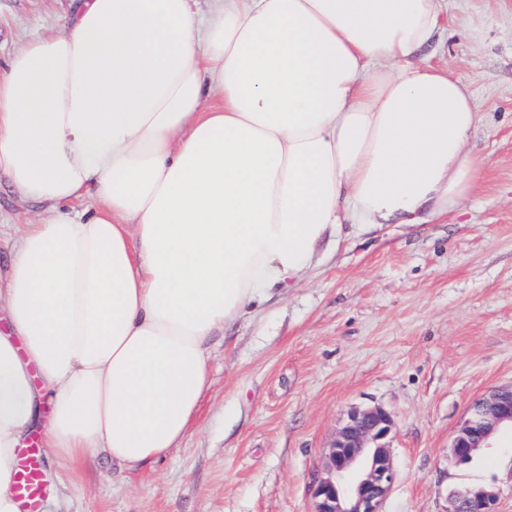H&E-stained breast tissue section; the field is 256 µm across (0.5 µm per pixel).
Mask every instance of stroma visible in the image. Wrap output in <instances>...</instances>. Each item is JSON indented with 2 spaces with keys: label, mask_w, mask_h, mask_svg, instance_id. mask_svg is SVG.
I'll return each instance as SVG.
<instances>
[{
  "label": "stroma",
  "mask_w": 512,
  "mask_h": 512,
  "mask_svg": "<svg viewBox=\"0 0 512 512\" xmlns=\"http://www.w3.org/2000/svg\"><path fill=\"white\" fill-rule=\"evenodd\" d=\"M72 0H0V62L60 33ZM440 64L470 84L484 158L461 209L329 249L210 341L208 387L178 448L135 469L98 450L60 466L40 512H313V479L343 415H391L396 478L380 512H448L452 490L492 486L512 512V433L470 464L450 446L470 406L512 384V0H449ZM39 205L0 181V277Z\"/></svg>",
  "instance_id": "35a3bbf8"
}]
</instances>
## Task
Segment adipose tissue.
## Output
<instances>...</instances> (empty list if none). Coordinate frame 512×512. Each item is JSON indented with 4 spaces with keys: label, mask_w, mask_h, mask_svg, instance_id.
Listing matches in <instances>:
<instances>
[{
    "label": "adipose tissue",
    "mask_w": 512,
    "mask_h": 512,
    "mask_svg": "<svg viewBox=\"0 0 512 512\" xmlns=\"http://www.w3.org/2000/svg\"><path fill=\"white\" fill-rule=\"evenodd\" d=\"M192 3L76 0L0 71V175L42 207L0 282V512L33 432L62 462L166 456L217 332L476 188L470 86L419 57L447 0Z\"/></svg>",
    "instance_id": "adipose-tissue-1"
}]
</instances>
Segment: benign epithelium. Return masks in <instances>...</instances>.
Instances as JSON below:
<instances>
[{
    "mask_svg": "<svg viewBox=\"0 0 512 512\" xmlns=\"http://www.w3.org/2000/svg\"><path fill=\"white\" fill-rule=\"evenodd\" d=\"M506 426L512 428V385L488 392L469 408L451 443L455 464L491 447ZM392 430L393 420L380 406L347 413L313 480L314 512H379L395 478L388 444ZM497 498L493 487L453 490L448 512H496Z\"/></svg>",
    "mask_w": 512,
    "mask_h": 512,
    "instance_id": "benign-epithelium-1",
    "label": "benign epithelium"
}]
</instances>
